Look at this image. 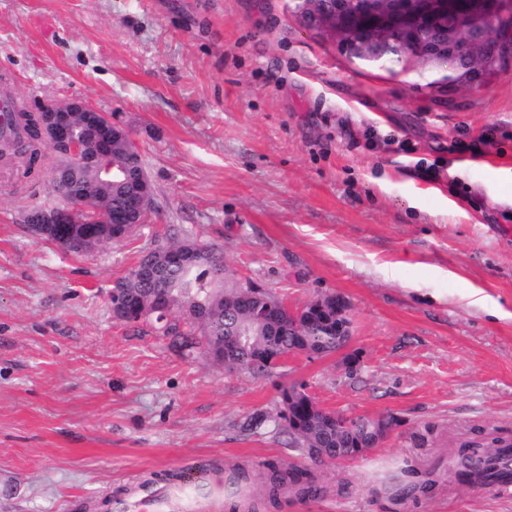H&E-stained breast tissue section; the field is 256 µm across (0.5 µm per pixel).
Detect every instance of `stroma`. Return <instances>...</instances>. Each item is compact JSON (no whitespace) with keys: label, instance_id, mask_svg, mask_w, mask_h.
<instances>
[{"label":"stroma","instance_id":"stroma-1","mask_svg":"<svg viewBox=\"0 0 512 512\" xmlns=\"http://www.w3.org/2000/svg\"><path fill=\"white\" fill-rule=\"evenodd\" d=\"M294 0H0V74L29 111L80 99L136 142L143 224L87 255L25 221L60 202L48 166L0 161V512H104L153 474L313 470L321 495L274 512H512V492L448 476L461 442L512 435V54L437 90L303 26ZM489 136L484 154L453 153ZM223 248L291 306H349L344 353L225 370L109 291L159 232ZM393 415L368 453L315 464L280 390ZM264 422L257 429L255 417Z\"/></svg>","mask_w":512,"mask_h":512}]
</instances>
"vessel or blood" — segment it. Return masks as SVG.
Returning a JSON list of instances; mask_svg holds the SVG:
<instances>
[{
	"label": "vessel or blood",
	"mask_w": 512,
	"mask_h": 512,
	"mask_svg": "<svg viewBox=\"0 0 512 512\" xmlns=\"http://www.w3.org/2000/svg\"><path fill=\"white\" fill-rule=\"evenodd\" d=\"M236 488L225 485L214 490L206 476L195 475L165 490L145 489L137 499L120 503V512H220L225 498L235 496Z\"/></svg>",
	"instance_id": "b4317fda"
}]
</instances>
